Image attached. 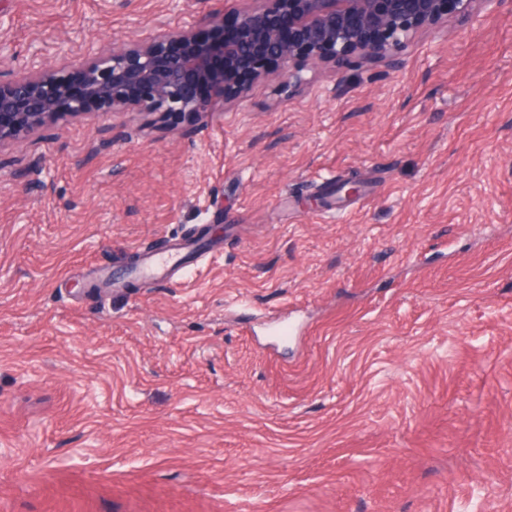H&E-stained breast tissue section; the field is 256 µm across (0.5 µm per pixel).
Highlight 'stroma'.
Listing matches in <instances>:
<instances>
[{
	"instance_id": "stroma-1",
	"label": "stroma",
	"mask_w": 512,
	"mask_h": 512,
	"mask_svg": "<svg viewBox=\"0 0 512 512\" xmlns=\"http://www.w3.org/2000/svg\"><path fill=\"white\" fill-rule=\"evenodd\" d=\"M247 2L0 0V76ZM400 59L0 144V512H512V0ZM216 249L210 243L198 242L191 238L184 239L176 242L168 252L161 255L142 252L140 263L123 274L142 283L177 280L189 269L207 261Z\"/></svg>"
}]
</instances>
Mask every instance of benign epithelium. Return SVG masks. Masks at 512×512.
<instances>
[{
	"mask_svg": "<svg viewBox=\"0 0 512 512\" xmlns=\"http://www.w3.org/2000/svg\"><path fill=\"white\" fill-rule=\"evenodd\" d=\"M476 2L489 13L504 0H252L239 11L234 35L206 46L193 33L170 32L146 45L114 47L76 70L0 79V143L63 114L127 106L189 122L242 90L239 76L269 75V59L290 91L306 84L303 60L329 63L341 77L368 62L397 68L399 52L420 28L450 17L481 23ZM196 77L212 79L211 95H193Z\"/></svg>",
	"mask_w": 512,
	"mask_h": 512,
	"instance_id": "obj_1",
	"label": "benign epithelium"
}]
</instances>
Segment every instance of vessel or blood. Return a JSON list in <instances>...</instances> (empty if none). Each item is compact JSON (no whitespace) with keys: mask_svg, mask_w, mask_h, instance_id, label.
<instances>
[{"mask_svg":"<svg viewBox=\"0 0 512 512\" xmlns=\"http://www.w3.org/2000/svg\"><path fill=\"white\" fill-rule=\"evenodd\" d=\"M214 250L213 244L184 239L176 242L166 253H142L139 264L131 267L127 275L144 283L177 280L189 269L207 261Z\"/></svg>","mask_w":512,"mask_h":512,"instance_id":"vessel-or-blood-1","label":"vessel or blood"}]
</instances>
